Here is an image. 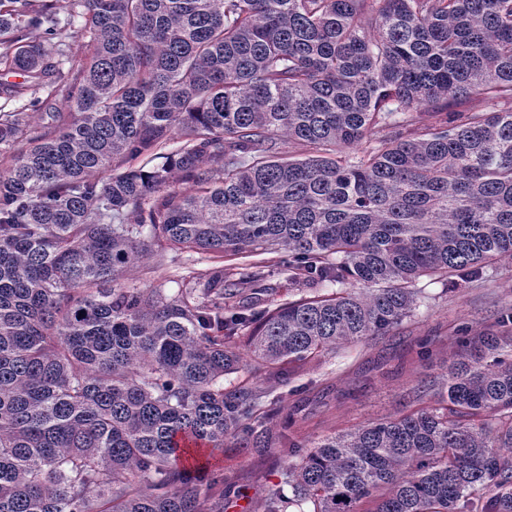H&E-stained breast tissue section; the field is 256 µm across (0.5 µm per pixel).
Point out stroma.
<instances>
[{
  "mask_svg": "<svg viewBox=\"0 0 512 512\" xmlns=\"http://www.w3.org/2000/svg\"><path fill=\"white\" fill-rule=\"evenodd\" d=\"M236 266V261L224 257L157 244L150 258L127 270L125 281L138 288L161 287L174 292L188 273L201 275L220 267L229 276ZM417 286L426 297L424 304L411 321L389 335L295 365L287 380L276 386L246 361L225 381L228 390L245 386L267 394L291 417L290 426H283L277 417L250 435L247 444L235 439L215 451L226 512L241 501L247 512H259L263 507L268 487L280 480L291 461L285 435L307 444L415 408L416 391H431L456 360L461 327H468L474 336L486 332L512 307V261L493 263L485 269L483 279L475 282L447 283L423 277ZM425 340L430 343L426 356L421 353Z\"/></svg>",
  "mask_w": 512,
  "mask_h": 512,
  "instance_id": "1",
  "label": "stroma"
}]
</instances>
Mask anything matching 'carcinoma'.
I'll return each mask as SVG.
<instances>
[{"instance_id":"obj_1","label":"carcinoma","mask_w":512,"mask_h":512,"mask_svg":"<svg viewBox=\"0 0 512 512\" xmlns=\"http://www.w3.org/2000/svg\"><path fill=\"white\" fill-rule=\"evenodd\" d=\"M29 2L0 0V66L68 115L0 111V512H205L224 491L193 454L270 412L224 389L237 342L280 378L402 326L419 278L512 259V0H72L64 24ZM75 19L93 50L67 68ZM162 240L248 262L122 282ZM268 255L300 297L240 303ZM498 326L432 403L287 438L263 512H512Z\"/></svg>"}]
</instances>
